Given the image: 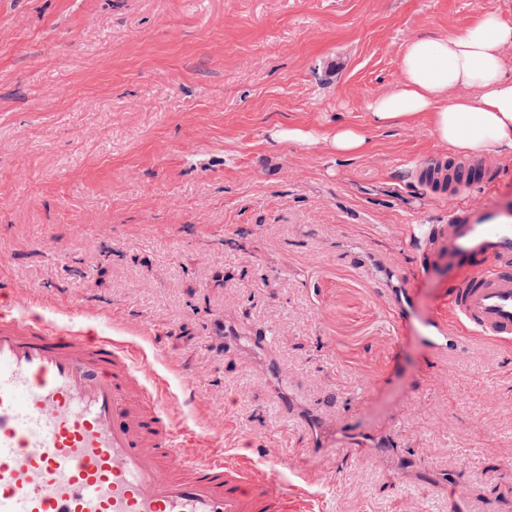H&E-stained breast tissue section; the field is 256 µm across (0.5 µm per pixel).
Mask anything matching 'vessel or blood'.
Returning a JSON list of instances; mask_svg holds the SVG:
<instances>
[{"label":"vessel or blood","instance_id":"1","mask_svg":"<svg viewBox=\"0 0 512 512\" xmlns=\"http://www.w3.org/2000/svg\"><path fill=\"white\" fill-rule=\"evenodd\" d=\"M454 159L418 165V180L447 203L443 224H412L415 272L453 262L447 314L422 339L439 358L461 335L512 343V211L470 209ZM26 289L0 297V512H290L272 476L222 444L197 452L177 427L164 382L139 345L85 333L23 307Z\"/></svg>","mask_w":512,"mask_h":512}]
</instances>
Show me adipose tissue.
Returning a JSON list of instances; mask_svg holds the SVG:
<instances>
[{"label": "adipose tissue", "instance_id": "ef3b65f1", "mask_svg": "<svg viewBox=\"0 0 512 512\" xmlns=\"http://www.w3.org/2000/svg\"><path fill=\"white\" fill-rule=\"evenodd\" d=\"M512 22L479 14L460 34L413 37L402 57V80L368 104L377 128L426 119L435 136L461 156L512 157ZM452 88L463 96L449 98Z\"/></svg>", "mask_w": 512, "mask_h": 512}]
</instances>
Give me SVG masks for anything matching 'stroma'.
<instances>
[{"mask_svg":"<svg viewBox=\"0 0 512 512\" xmlns=\"http://www.w3.org/2000/svg\"><path fill=\"white\" fill-rule=\"evenodd\" d=\"M483 12L512 0H0V289L143 347L174 419L302 512H512V345L439 359L391 308L407 225L448 213L413 169L451 151L367 109ZM341 125L368 150L276 137ZM474 161L460 204L512 209V160ZM449 277L414 280L421 316Z\"/></svg>","mask_w":512,"mask_h":512,"instance_id":"1","label":"stroma"}]
</instances>
